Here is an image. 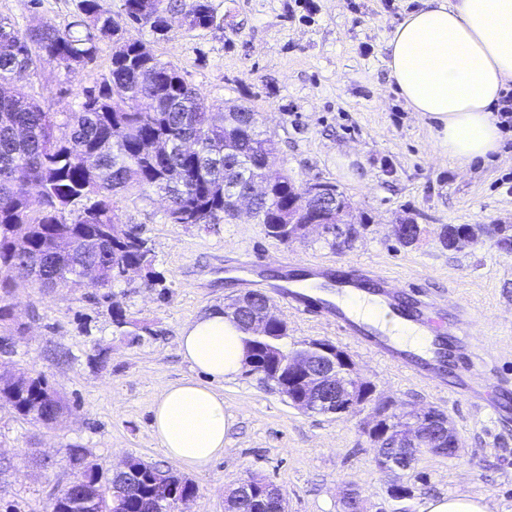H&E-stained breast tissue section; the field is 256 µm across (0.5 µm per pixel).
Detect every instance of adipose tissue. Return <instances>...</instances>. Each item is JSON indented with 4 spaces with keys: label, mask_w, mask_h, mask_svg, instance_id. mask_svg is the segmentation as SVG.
<instances>
[{
    "label": "adipose tissue",
    "mask_w": 512,
    "mask_h": 512,
    "mask_svg": "<svg viewBox=\"0 0 512 512\" xmlns=\"http://www.w3.org/2000/svg\"><path fill=\"white\" fill-rule=\"evenodd\" d=\"M387 66L412 111L437 124L442 152L460 167L501 147L493 116L512 86V0H423L395 28ZM245 336L223 310L186 325L179 349L204 381L164 385L152 407V430L166 456L189 471H205L224 453L233 420L213 382L235 375Z\"/></svg>",
    "instance_id": "adipose-tissue-1"
}]
</instances>
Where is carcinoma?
Returning a JSON list of instances; mask_svg holds the SVG:
<instances>
[{
    "mask_svg": "<svg viewBox=\"0 0 512 512\" xmlns=\"http://www.w3.org/2000/svg\"><path fill=\"white\" fill-rule=\"evenodd\" d=\"M175 11L194 13L193 28L220 26L209 0H125L121 19L103 13L97 0H80L79 14L64 28L32 23L21 31L0 17V88L18 72L35 74L46 64L84 69L96 60L100 41L114 37L117 43L108 74L83 89L69 112L44 108L23 87L0 93V347L21 334L11 269H25L42 288H78L83 268L91 266L99 269L100 286L110 287L122 269H150L154 261L140 232L113 242L115 196L150 191L165 198L174 224H217L235 217V199L262 176L265 158L277 150L258 113L243 106L212 111L178 69L141 51V40L117 38L132 28L163 36ZM151 139L163 148L148 157L142 145ZM304 192L283 174L267 197L255 200L254 218L267 235L285 242L301 229L305 216L289 202ZM421 233L420 225L404 224L396 238L408 246ZM0 391L16 413L46 424L64 412L42 374L20 371ZM64 459L86 466L85 480L54 494L48 512H102L117 483L127 485L126 512H155L152 479L175 473L151 465L138 478L114 477L96 462L88 465L87 451L77 446L65 449ZM238 512L266 508L244 490Z\"/></svg>",
    "mask_w": 512,
    "mask_h": 512,
    "instance_id": "1",
    "label": "carcinoma"
}]
</instances>
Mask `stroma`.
<instances>
[{"label":"stroma","mask_w":512,"mask_h":512,"mask_svg":"<svg viewBox=\"0 0 512 512\" xmlns=\"http://www.w3.org/2000/svg\"><path fill=\"white\" fill-rule=\"evenodd\" d=\"M80 0H0V15L26 29L39 21L59 28L72 22ZM221 27L191 29L172 15L165 37L142 31L161 61L176 66L208 106L245 105L258 112L277 143L269 175L288 171L298 183L335 184L351 201L349 219L360 231L336 248L329 235L282 242L266 235L247 208L218 224L171 223L152 193L131 190L115 198L121 223L137 224L153 248L158 280L144 274L113 283V300L97 287L47 291L32 282L18 289V322L25 327L0 370L41 372L63 398L62 422L46 426L0 402V512H43L50 494L73 472L61 464L65 448H86L104 469L133 456L169 466L151 430L160 388L191 377L178 352L182 328L246 293L230 264L249 255L264 283H274L281 259L365 263L406 285L412 300L464 301L489 318L479 336L495 380L512 393V253L498 228L512 229V132L498 154L462 169L436 144L432 125L396 93L387 67L391 32L421 0H210ZM112 55L99 44L96 63L67 72L54 64L21 77L54 110L75 109L83 89L100 82ZM420 224L423 233L401 245L393 226ZM477 228L472 241L445 247L442 225ZM118 301L139 333L112 325ZM274 308L288 324V347L311 340L348 353L377 397L408 408L443 411L462 447L459 458L422 454L394 474L381 471L363 431L365 413L345 417L307 414L292 407L273 383L239 372L216 383L234 421L224 454L190 474L197 494L186 512H224V496L255 476L280 487L288 512H345L358 493L364 512H423L427 499L465 493L484 498L488 512H512V424L503 426L462 396L436 389L371 358L338 335L320 314L298 313L282 300ZM413 490L393 501L394 483Z\"/></svg>","instance_id":"35a3bbf8"}]
</instances>
